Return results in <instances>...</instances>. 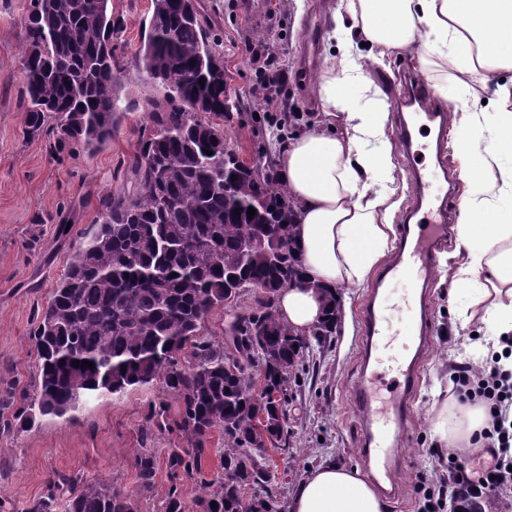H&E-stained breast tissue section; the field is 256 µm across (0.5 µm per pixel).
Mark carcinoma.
Masks as SVG:
<instances>
[{
  "instance_id": "obj_1",
  "label": "carcinoma",
  "mask_w": 512,
  "mask_h": 512,
  "mask_svg": "<svg viewBox=\"0 0 512 512\" xmlns=\"http://www.w3.org/2000/svg\"><path fill=\"white\" fill-rule=\"evenodd\" d=\"M110 3L31 0L23 21L25 131L45 141L60 164L81 146L110 142L119 122L114 35L123 20ZM140 59L163 92L146 100L149 124L130 159L135 191L102 198L98 220L37 313L36 395L6 391L0 405L15 407L13 419L21 422L38 415L65 421L92 398L161 377L181 402L176 427L186 441L168 449L170 477L200 471L217 429L224 479L213 491L202 486L203 512H276L271 497L245 496L271 481L260 418L269 435L279 434L288 382L303 370L311 342L331 338L340 304L329 297L326 319L309 341L272 302L236 318L234 352L200 340L205 318L240 291L260 287L273 296L300 278L296 205L272 167L257 171L226 149L225 80L214 76L224 63L196 0H152ZM137 468L147 491L156 474L152 451L140 455ZM60 485L70 488L66 512H138L132 495L63 474L23 512H54Z\"/></svg>"
}]
</instances>
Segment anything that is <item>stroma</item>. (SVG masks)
I'll use <instances>...</instances> for the list:
<instances>
[{"instance_id": "1", "label": "stroma", "mask_w": 512, "mask_h": 512, "mask_svg": "<svg viewBox=\"0 0 512 512\" xmlns=\"http://www.w3.org/2000/svg\"><path fill=\"white\" fill-rule=\"evenodd\" d=\"M338 0H197L215 48L226 71L227 108L224 137L229 149L250 161L276 162L280 146L273 137V118L287 105L294 118L283 131L284 139L317 122L322 108L310 88L322 61L337 63L339 47L352 26L344 18L333 27L329 10ZM28 0H0V389L8 385L35 393L38 384L37 352L32 341L38 309L46 306L62 277L70 255L80 246L82 234L98 218L104 196L127 185V165L135 152L139 132L146 124L145 98L154 89L139 64L151 16V0H112L114 14L124 20L114 43L124 65L118 90L123 114L111 141L97 149H78L64 163L47 153L43 142L25 134L24 110L18 88L22 73V21ZM268 47L287 73L284 84L261 87L257 66L247 44ZM420 50L412 48L368 66L378 89L376 102L388 112L385 139L363 143L369 153L390 150L391 180L379 190L396 202L393 224H400L411 201L408 162L395 137L399 115L391 90L407 65L419 66ZM71 222L69 237L59 238L58 220ZM460 261L456 245L440 253L430 286L431 345L420 364V379L408 417L402 450L406 470L395 496L387 498L388 512H427L426 488L447 475L448 447L432 432L427 411L433 403L430 389L440 383L452 389L451 367L464 363L465 345L474 341L478 325L461 327L451 296ZM417 284L405 278L377 285L375 277L361 284L338 288L341 319L331 344L312 345L298 382L288 391V452L269 450L275 478L268 492L277 512H289L296 484L315 467L333 463L364 469L358 454L362 419L352 395L364 371L361 307L375 295L379 308L390 310L391 332L418 333L417 313H406V298L418 293ZM257 292L248 290L233 306L214 310L206 318L201 340L223 344L238 314L256 305ZM164 404L168 430L157 431L149 421L151 406ZM180 403L168 394L162 381L123 394H107L88 401L70 422L37 418L23 427L0 430V504L6 512L40 499L49 482L60 474L81 482L111 484L134 495L139 512H165L170 490H178L182 512H200L197 489L201 482L217 480L221 472L224 437L212 433L200 472L171 480L166 457L182 439L174 424ZM156 452V476L150 490L139 488L136 460L143 449Z\"/></svg>"}]
</instances>
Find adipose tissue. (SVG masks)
I'll use <instances>...</instances> for the list:
<instances>
[{
  "label": "adipose tissue",
  "instance_id": "ef3b65f1",
  "mask_svg": "<svg viewBox=\"0 0 512 512\" xmlns=\"http://www.w3.org/2000/svg\"><path fill=\"white\" fill-rule=\"evenodd\" d=\"M355 34L380 56L422 47L435 65L449 70L452 112L461 118L455 150L469 192L457 226V283L472 295L461 303L462 324L480 321L484 342L512 373V355L500 339L512 335V224L496 220L503 197L512 198V89L501 87L491 111H476L474 88L512 70V0H340ZM367 65L344 51L340 64H323L313 94L322 122L285 143L278 159L281 183L294 199L295 242L302 276L277 294L282 319L311 333L323 318L326 295L343 283L367 279L384 255L391 226L373 183L390 174L389 156L362 152L361 143L383 136L386 111L372 106ZM433 431L450 445L468 443L486 425L480 406L437 400ZM290 512H386L383 499L358 470L333 464L312 469L294 488Z\"/></svg>",
  "mask_w": 512,
  "mask_h": 512
}]
</instances>
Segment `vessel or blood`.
I'll return each instance as SVG.
<instances>
[{
  "instance_id": "b4317fda",
  "label": "vessel or blood",
  "mask_w": 512,
  "mask_h": 512,
  "mask_svg": "<svg viewBox=\"0 0 512 512\" xmlns=\"http://www.w3.org/2000/svg\"><path fill=\"white\" fill-rule=\"evenodd\" d=\"M432 97L428 83L412 70H404L396 98L403 108L424 110L427 122L436 132L435 150L443 152L448 118L446 113L429 108ZM414 194L412 222L404 224L394 258L380 272V279L409 276L429 282L436 258L448 245L452 229V211L447 202L433 196L431 184L420 169L410 171ZM418 384L417 366L396 370L391 385H384L375 372L364 373L353 393V400L364 421L361 454L363 460L374 461L380 479L394 481L402 460L395 443L385 437V429L402 433Z\"/></svg>"
}]
</instances>
